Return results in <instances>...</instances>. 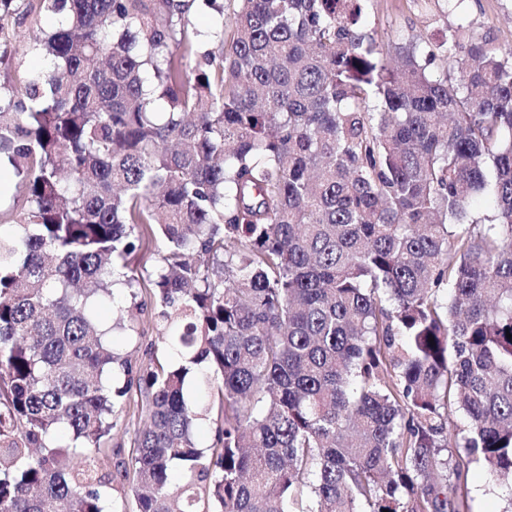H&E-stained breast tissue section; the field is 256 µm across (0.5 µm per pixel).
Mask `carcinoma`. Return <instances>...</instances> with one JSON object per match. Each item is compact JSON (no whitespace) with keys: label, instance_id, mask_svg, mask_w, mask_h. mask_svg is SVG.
Instances as JSON below:
<instances>
[{"label":"carcinoma","instance_id":"1","mask_svg":"<svg viewBox=\"0 0 512 512\" xmlns=\"http://www.w3.org/2000/svg\"><path fill=\"white\" fill-rule=\"evenodd\" d=\"M365 2L0 0L1 67L17 11L58 19L27 47L52 70L0 84L27 203L0 213V512H107L116 368L145 398L136 512H471L474 469L512 487V48L461 25L392 56ZM144 280L176 361L135 372L93 306ZM201 374L196 371L186 381L185 394L190 401L196 404L203 413L196 430V438L200 446L209 447L214 439L218 426L220 425V413L218 402L213 403L209 390L201 384Z\"/></svg>","mask_w":512,"mask_h":512}]
</instances>
